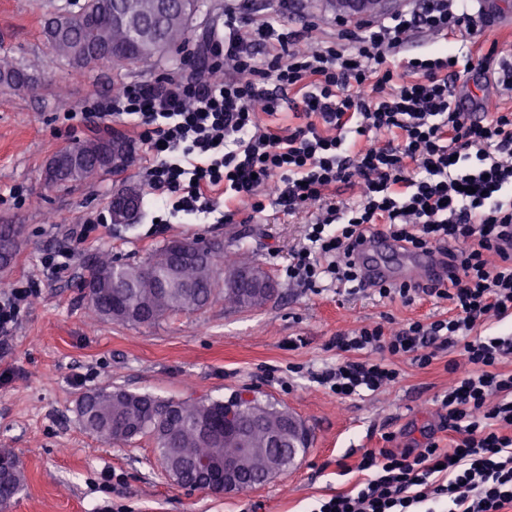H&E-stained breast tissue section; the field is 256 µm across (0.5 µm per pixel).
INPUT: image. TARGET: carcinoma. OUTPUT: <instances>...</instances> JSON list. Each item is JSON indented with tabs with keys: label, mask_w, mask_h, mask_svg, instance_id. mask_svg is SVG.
I'll use <instances>...</instances> for the list:
<instances>
[{
	"label": "carcinoma",
	"mask_w": 512,
	"mask_h": 512,
	"mask_svg": "<svg viewBox=\"0 0 512 512\" xmlns=\"http://www.w3.org/2000/svg\"><path fill=\"white\" fill-rule=\"evenodd\" d=\"M154 2L85 0L79 12L80 23L62 29L50 49L65 61L76 48L106 49L114 54V68L151 67L187 41L193 20L204 5V0H173L167 13L158 14ZM116 7L143 19L152 28V35L133 43L128 30L112 22V10ZM110 137V132H99L82 141L87 151L83 165L76 173L58 178L56 185L84 183L105 173L95 149L105 147ZM194 245V257L182 255L165 244L141 264L119 263L104 253L91 257L87 279L89 309L97 317L118 319L132 326H152L167 316L199 310L220 293L236 307L252 309L264 305L223 285L221 279V274L252 268L254 262L243 259L224 266L212 245L197 240ZM78 409L84 427L106 442L151 437L160 460L173 458L182 466L180 485L203 484L194 466L199 458L222 460L237 454L243 446L268 448L272 436L287 433L288 424V408L256 398L245 405L241 424L215 445L208 440L206 430L212 427L216 416L224 414L222 399H162L113 387L84 394ZM23 489V477L7 479V488L0 490V512H9Z\"/></svg>",
	"instance_id": "cac0c4a2"
}]
</instances>
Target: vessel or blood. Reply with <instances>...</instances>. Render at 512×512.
<instances>
[{
  "instance_id": "obj_1",
  "label": "vessel or blood",
  "mask_w": 512,
  "mask_h": 512,
  "mask_svg": "<svg viewBox=\"0 0 512 512\" xmlns=\"http://www.w3.org/2000/svg\"><path fill=\"white\" fill-rule=\"evenodd\" d=\"M359 259L367 283L382 281H430L448 279V267L438 252H412L402 249L389 235L375 234L367 238Z\"/></svg>"
}]
</instances>
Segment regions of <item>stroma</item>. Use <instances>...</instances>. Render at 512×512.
Instances as JSON below:
<instances>
[{
  "instance_id": "obj_1",
  "label": "stroma",
  "mask_w": 512,
  "mask_h": 512,
  "mask_svg": "<svg viewBox=\"0 0 512 512\" xmlns=\"http://www.w3.org/2000/svg\"><path fill=\"white\" fill-rule=\"evenodd\" d=\"M84 0H0V62L31 68L33 87L0 85V225L16 228V248L0 264V287L35 283L38 292L22 309L9 337L0 340V449L21 462L25 489L11 512H312L318 500L350 490L358 473H344L365 449L414 448L431 435L446 440L440 401L458 378L459 348L440 354L428 368L410 361L377 392L336 399L313 379L342 357L338 332L366 324L398 328L410 319L448 317L444 300L421 297L411 305L380 300L371 289L352 293L303 288L289 282L291 251L304 241L301 220L217 223L215 216L169 218L143 191L141 162L70 187L43 182L47 161L60 150L103 129L100 119L66 120L106 101L123 84L176 76L191 57L173 52L151 67L77 70L57 57L44 38L55 16L77 13ZM247 15L271 12L276 0H205L191 35L204 44L222 28L224 9ZM294 26L313 22L316 40L336 31L331 0H297ZM498 96L502 111L512 98L499 96L493 76L473 70L456 87L455 101L476 111L484 96ZM142 190L141 210L130 224L110 222L113 195ZM21 189L22 202L9 200ZM92 211L106 215L86 241L69 230ZM185 238L242 251L273 279L276 294L263 307L243 310L216 297L205 308L174 314L153 326H130L88 317L85 260L106 251L124 263L143 261L165 242ZM73 254L67 271L48 276L46 253ZM122 387L160 398L211 397L249 388L288 407L308 428L305 458L264 485L231 495L178 486L164 474L152 439L107 443L87 432L77 402L96 388Z\"/></svg>"
}]
</instances>
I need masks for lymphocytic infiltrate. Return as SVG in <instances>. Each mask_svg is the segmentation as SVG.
I'll return each mask as SVG.
<instances>
[{
    "label": "lymphocytic infiltrate",
    "instance_id": "f902f5d3",
    "mask_svg": "<svg viewBox=\"0 0 512 512\" xmlns=\"http://www.w3.org/2000/svg\"><path fill=\"white\" fill-rule=\"evenodd\" d=\"M473 9L474 0H413L380 20L337 21L325 42L314 41L315 24H290L288 0L258 17L229 11L207 41L205 70L127 83L105 105L144 144L142 179L171 214L216 212L227 224L270 207L304 216L305 241L286 269L302 287H364L354 255L379 228L446 259L447 285L374 292L443 299L450 316L337 333L345 358L315 379L340 399L375 392L398 380L399 359L425 368L461 347L469 370L441 400L452 446L430 436L417 448L366 450L362 481L312 512H437L445 502L449 512H512V372L500 368L512 336L472 334L512 316V113L453 103L462 75L501 58L474 53ZM417 33L460 48L404 57ZM286 110L296 125L280 126ZM343 186L355 195L340 197Z\"/></svg>",
    "mask_w": 512,
    "mask_h": 512
}]
</instances>
